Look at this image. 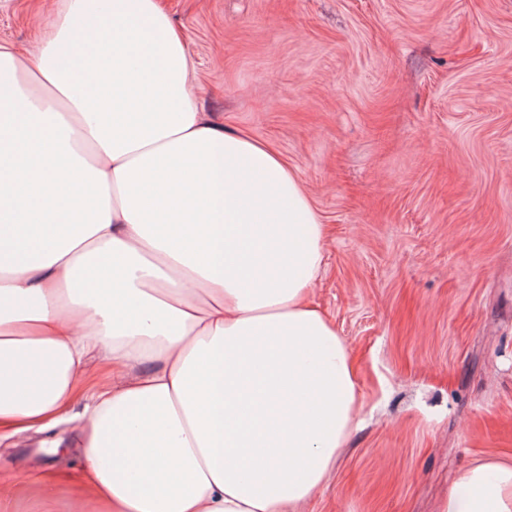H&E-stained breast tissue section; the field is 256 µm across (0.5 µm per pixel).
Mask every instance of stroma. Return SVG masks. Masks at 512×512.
<instances>
[{
    "instance_id": "1",
    "label": "stroma",
    "mask_w": 512,
    "mask_h": 512,
    "mask_svg": "<svg viewBox=\"0 0 512 512\" xmlns=\"http://www.w3.org/2000/svg\"><path fill=\"white\" fill-rule=\"evenodd\" d=\"M199 106L270 143L327 228L313 303L363 403L297 512H437L512 460V0H160ZM40 0H0L33 51ZM0 440V512H104L77 416Z\"/></svg>"
}]
</instances>
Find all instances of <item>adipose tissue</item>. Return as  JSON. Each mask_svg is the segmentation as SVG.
<instances>
[{
    "label": "adipose tissue",
    "instance_id": "adipose-tissue-1",
    "mask_svg": "<svg viewBox=\"0 0 512 512\" xmlns=\"http://www.w3.org/2000/svg\"><path fill=\"white\" fill-rule=\"evenodd\" d=\"M38 52L0 43V431L60 423L110 512H292L362 402L314 307L325 226L270 145L201 112L158 0H67ZM111 367L82 382L87 360ZM439 512H512V463Z\"/></svg>",
    "mask_w": 512,
    "mask_h": 512
}]
</instances>
